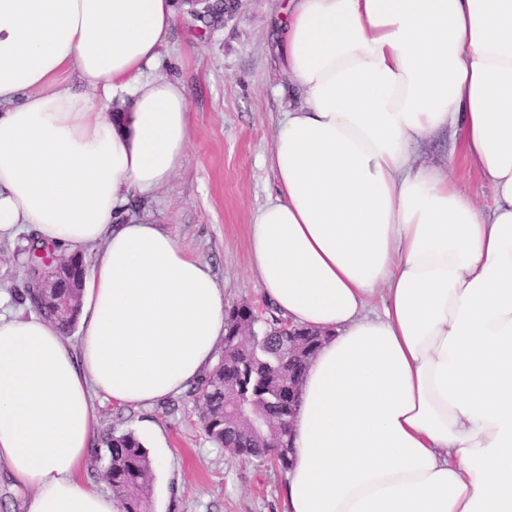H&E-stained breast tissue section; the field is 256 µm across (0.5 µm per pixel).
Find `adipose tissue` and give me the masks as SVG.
I'll return each mask as SVG.
<instances>
[{"label":"adipose tissue","mask_w":512,"mask_h":512,"mask_svg":"<svg viewBox=\"0 0 512 512\" xmlns=\"http://www.w3.org/2000/svg\"><path fill=\"white\" fill-rule=\"evenodd\" d=\"M176 17L174 0H0V238L101 247L77 347L0 314V464L27 512H119L83 480L94 399L181 394L226 334L209 264L127 210L187 156L186 88L142 76ZM279 32L304 104L278 121L249 265L281 318L326 334L286 512H512V0H288ZM448 131L491 209L422 163Z\"/></svg>","instance_id":"adipose-tissue-1"}]
</instances>
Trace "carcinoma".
Here are the masks:
<instances>
[{
  "mask_svg": "<svg viewBox=\"0 0 512 512\" xmlns=\"http://www.w3.org/2000/svg\"><path fill=\"white\" fill-rule=\"evenodd\" d=\"M201 33L224 26V6L215 0L211 9L193 16ZM54 301L67 309L52 315L60 328L68 331L79 313L78 289L74 281L63 279L52 290ZM247 305L228 309L224 349L216 365L194 386L192 395L201 409L204 430L215 444L245 462L261 468L274 456V465L288 469V380L297 381L304 359L288 364L285 324L276 315L247 325L248 335H237ZM254 406L262 416L252 427L238 415L241 405ZM106 453L96 456L103 462L101 481L119 502L121 512H148L154 473L147 448L135 432H111L103 439Z\"/></svg>",
  "mask_w": 512,
  "mask_h": 512,
  "instance_id": "cac0c4a2",
  "label": "carcinoma"
}]
</instances>
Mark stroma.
I'll use <instances>...</instances> for the list:
<instances>
[{
  "label": "stroma",
  "instance_id": "obj_1",
  "mask_svg": "<svg viewBox=\"0 0 512 512\" xmlns=\"http://www.w3.org/2000/svg\"><path fill=\"white\" fill-rule=\"evenodd\" d=\"M288 0H247L232 22L198 38L179 14L157 65L146 78L181 81L189 91L190 144L183 168L131 214L150 212L178 243L209 263L228 304H246L259 317L270 305L249 273L247 224L275 191L267 158L282 112L301 106L290 94L276 51L275 26ZM426 164L453 172L461 190L493 204L494 191L468 169L456 138L430 139ZM21 239L0 240V290L7 309L30 312L16 300L27 278ZM97 436L130 430L147 437L150 453L167 451L171 468L156 475L151 512H282L284 471L255 468L206 435L199 412L183 393L151 407H119L95 399Z\"/></svg>",
  "mask_w": 512,
  "mask_h": 512
}]
</instances>
